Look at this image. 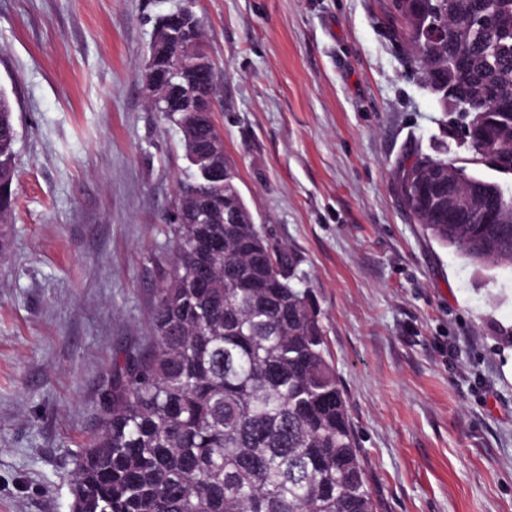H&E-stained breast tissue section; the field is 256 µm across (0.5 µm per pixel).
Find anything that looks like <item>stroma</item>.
Wrapping results in <instances>:
<instances>
[{
    "label": "stroma",
    "instance_id": "35a3bbf8",
    "mask_svg": "<svg viewBox=\"0 0 512 512\" xmlns=\"http://www.w3.org/2000/svg\"><path fill=\"white\" fill-rule=\"evenodd\" d=\"M184 0H0L14 246L0 255V512H70L112 359L144 348L180 133L141 82ZM383 0H194L236 184L320 312L378 512H512V268L400 203L447 117Z\"/></svg>",
    "mask_w": 512,
    "mask_h": 512
}]
</instances>
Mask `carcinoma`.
Masks as SVG:
<instances>
[{"mask_svg": "<svg viewBox=\"0 0 512 512\" xmlns=\"http://www.w3.org/2000/svg\"><path fill=\"white\" fill-rule=\"evenodd\" d=\"M410 65L448 134L470 128L457 163L420 151L399 169L402 202L439 244L481 266L512 267V189L488 191L499 224H451L448 177L512 174V0H389ZM193 54L167 72L154 106L173 124L181 92L205 96L197 60L213 61L201 19L170 16ZM440 23L437 41L424 24ZM185 158L212 151L235 180L211 112L179 127ZM13 109L0 89V254L11 245ZM174 241L151 312L152 343L114 361L98 433L72 475L75 512H378L319 312L298 289L284 248L268 243L244 199L178 183Z\"/></svg>", "mask_w": 512, "mask_h": 512, "instance_id": "cac0c4a2", "label": "carcinoma"}]
</instances>
